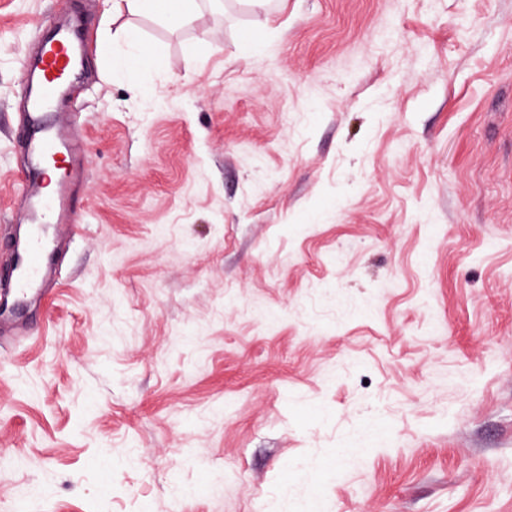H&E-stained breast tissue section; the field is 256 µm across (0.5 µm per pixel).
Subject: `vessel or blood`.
Returning a JSON list of instances; mask_svg holds the SVG:
<instances>
[{
    "label": "vessel or blood",
    "instance_id": "vessel-or-blood-1",
    "mask_svg": "<svg viewBox=\"0 0 512 512\" xmlns=\"http://www.w3.org/2000/svg\"><path fill=\"white\" fill-rule=\"evenodd\" d=\"M91 40L75 44L72 33L56 29L41 42L32 63L40 90L27 98L26 142L37 167L25 171L20 182L25 210L22 226L26 233L21 246V263L0 266V299L24 301L44 283L45 255L53 242L69 232L78 221L73 205V185L82 156L80 140L72 134L67 117H55L52 106L69 84L77 52H90Z\"/></svg>",
    "mask_w": 512,
    "mask_h": 512
}]
</instances>
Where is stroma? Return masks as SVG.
Segmentation results:
<instances>
[{
    "label": "stroma",
    "mask_w": 512,
    "mask_h": 512,
    "mask_svg": "<svg viewBox=\"0 0 512 512\" xmlns=\"http://www.w3.org/2000/svg\"><path fill=\"white\" fill-rule=\"evenodd\" d=\"M112 2L0 0V230L22 51L94 43L80 220L0 338V512H512V0Z\"/></svg>",
    "instance_id": "35a3bbf8"
}]
</instances>
